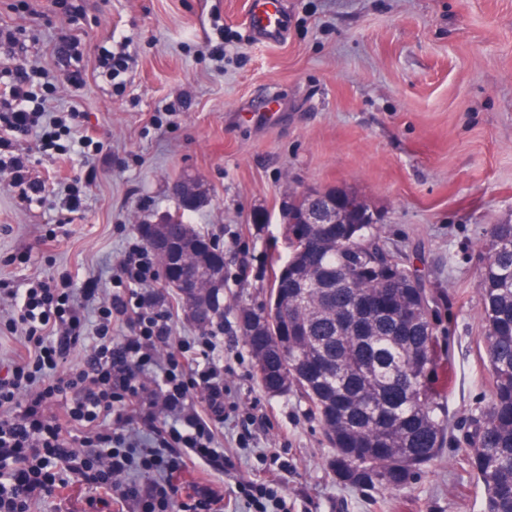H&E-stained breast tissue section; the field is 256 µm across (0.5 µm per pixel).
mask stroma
Returning a JSON list of instances; mask_svg holds the SVG:
<instances>
[{"instance_id":"1","label":"stroma","mask_w":512,"mask_h":512,"mask_svg":"<svg viewBox=\"0 0 512 512\" xmlns=\"http://www.w3.org/2000/svg\"><path fill=\"white\" fill-rule=\"evenodd\" d=\"M248 0H0V85L35 66L37 90L68 127L14 140L45 182L30 203L0 174V284L22 288L70 276L108 287L141 227L183 215L224 250L223 306L211 328L224 388L255 423L240 446L235 419L217 446L236 456L223 490L262 476L273 452L288 461L289 512H483L463 451L491 388L479 338L478 251L491 225L512 221V0H281L286 37L246 28ZM77 42L75 59L58 38ZM125 66L100 73L104 51ZM81 69L73 87L67 74ZM93 139L86 150L80 136ZM95 181L77 185L87 166ZM191 179L200 207L183 212L171 188ZM356 191L387 245L417 253L436 288L441 333L458 370L447 395L453 435L441 463L404 493L340 484L333 450L299 392L267 393L238 326L260 304L271 252L287 254L286 193ZM78 205H70L71 195ZM100 493L72 481L34 512H94Z\"/></svg>"}]
</instances>
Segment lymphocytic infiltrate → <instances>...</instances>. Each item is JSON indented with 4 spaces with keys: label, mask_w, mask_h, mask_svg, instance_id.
<instances>
[{
    "label": "lymphocytic infiltrate",
    "mask_w": 512,
    "mask_h": 512,
    "mask_svg": "<svg viewBox=\"0 0 512 512\" xmlns=\"http://www.w3.org/2000/svg\"><path fill=\"white\" fill-rule=\"evenodd\" d=\"M44 100L25 68L0 88V128L36 131ZM0 172L22 195H39L44 183L30 175L27 159L0 138ZM155 256L129 248L112 276L114 293L89 285L79 291L40 282L1 288L15 310L10 331H23L25 353L0 373V512H32L36 502L62 488L59 472L103 491L113 512H173V480L189 469L208 473L218 456L212 423L227 415L221 374L209 356L213 337L175 335L176 313L152 289ZM95 314L88 360L59 371L87 331L79 311ZM169 348L158 361V348ZM200 404H193L194 393ZM62 413L49 412L51 403ZM83 434L81 448L67 437ZM283 472L235 483L223 498L211 483L196 484L182 512H285Z\"/></svg>",
    "instance_id": "f902f5d3"
}]
</instances>
